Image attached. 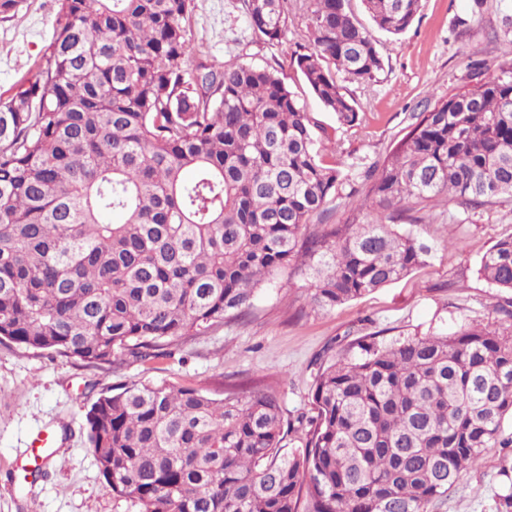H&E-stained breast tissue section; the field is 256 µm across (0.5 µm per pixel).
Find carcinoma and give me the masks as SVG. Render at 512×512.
<instances>
[{"instance_id": "1", "label": "carcinoma", "mask_w": 512, "mask_h": 512, "mask_svg": "<svg viewBox=\"0 0 512 512\" xmlns=\"http://www.w3.org/2000/svg\"><path fill=\"white\" fill-rule=\"evenodd\" d=\"M37 75L0 95V343L119 368L167 355L245 313L278 272L330 310L427 263L413 227L440 196L512 198V61L414 115L364 175L359 213L309 230L346 175L283 70L192 62L193 0H56ZM288 0H244L269 43ZM398 35L419 0H362ZM311 42L291 57L337 127L362 125L336 73L374 82L384 60L350 0H308ZM478 274L512 292V234ZM315 416L283 451L277 397L222 399L164 381L103 389L87 438L138 512H428L511 448L512 311L496 326L358 341L329 356Z\"/></svg>"}]
</instances>
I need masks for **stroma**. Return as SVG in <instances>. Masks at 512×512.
Returning a JSON list of instances; mask_svg holds the SVG:
<instances>
[{"mask_svg": "<svg viewBox=\"0 0 512 512\" xmlns=\"http://www.w3.org/2000/svg\"><path fill=\"white\" fill-rule=\"evenodd\" d=\"M56 13V0H25L11 21L0 22V93L43 66ZM189 30L194 59L216 64L286 65L309 41L305 0H288V30L277 43L252 31L243 0H194ZM372 36L385 71L373 84L344 85L365 128L342 137L349 180L328 217L332 224L357 206L365 171L403 136L414 114L512 59V0H421L405 32L376 29ZM416 232L433 256L398 283L318 311L306 281L287 270L257 292L244 317L173 346L167 358L116 372L0 344V512H134L113 495L87 440L85 414L102 388L163 380L220 399L229 390L265 387L292 425L283 439L291 449L301 438L298 422L313 414L319 366L334 349L358 338L445 333L467 319L500 320L495 307L505 297L477 269L488 248L512 233V198L477 210L438 198ZM41 432L53 434L56 456L31 478L15 463ZM510 466L512 448L487 449L478 469L432 512H498L512 483L502 471Z\"/></svg>", "mask_w": 512, "mask_h": 512, "instance_id": "stroma-1", "label": "stroma"}]
</instances>
